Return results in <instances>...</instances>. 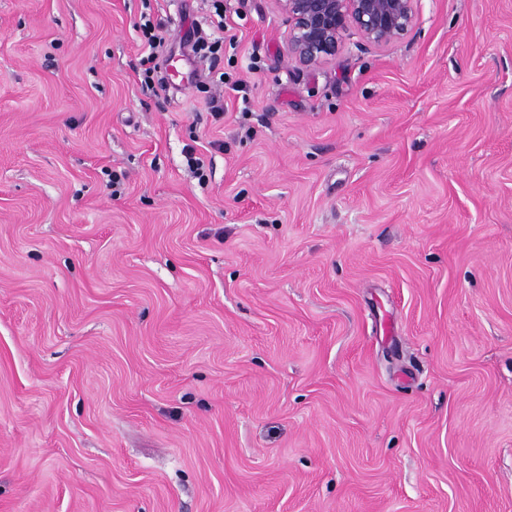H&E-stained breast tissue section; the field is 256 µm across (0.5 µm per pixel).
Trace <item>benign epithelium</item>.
<instances>
[{
    "instance_id": "benign-epithelium-1",
    "label": "benign epithelium",
    "mask_w": 512,
    "mask_h": 512,
    "mask_svg": "<svg viewBox=\"0 0 512 512\" xmlns=\"http://www.w3.org/2000/svg\"><path fill=\"white\" fill-rule=\"evenodd\" d=\"M291 24L288 53L305 67L336 54L354 28L366 43L383 47L415 26L418 0H281Z\"/></svg>"
}]
</instances>
